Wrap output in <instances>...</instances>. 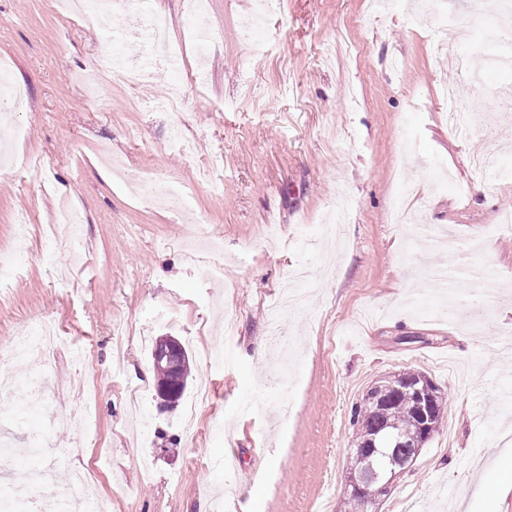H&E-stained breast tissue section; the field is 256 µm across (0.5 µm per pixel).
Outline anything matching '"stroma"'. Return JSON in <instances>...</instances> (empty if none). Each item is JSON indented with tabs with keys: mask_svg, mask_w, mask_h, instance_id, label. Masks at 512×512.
Listing matches in <instances>:
<instances>
[{
	"mask_svg": "<svg viewBox=\"0 0 512 512\" xmlns=\"http://www.w3.org/2000/svg\"><path fill=\"white\" fill-rule=\"evenodd\" d=\"M261 2L209 0L221 37L201 55L187 0H147L183 50L169 81L125 14L89 27L50 0H0V56L27 91L25 110L0 118L15 157L0 173V246L15 263L0 376L25 370L5 355L14 331L56 318L67 344L49 381L95 409L32 415L69 466L31 493L64 491L70 469L92 466L99 512H338L352 406L417 370L453 425L373 512H512V490L473 494L512 463L500 436L512 430V232L484 233L512 211V111L462 132L448 122L512 84V68L480 70L503 33L473 26L474 0H447L470 43L410 0L364 25L370 0H276L257 50L246 28ZM107 43L146 71L87 96ZM175 124L196 162L167 149ZM132 178L184 185L190 204L147 203ZM62 202L84 217L74 254L41 236ZM164 334L188 350L189 389L209 382L202 434L186 432L184 408L156 406L144 340ZM211 346L222 364L204 361ZM134 387L146 399L133 422Z\"/></svg>",
	"mask_w": 512,
	"mask_h": 512,
	"instance_id": "obj_1",
	"label": "stroma"
}]
</instances>
